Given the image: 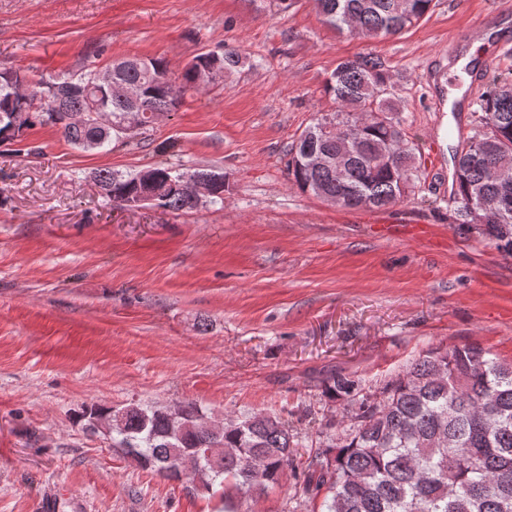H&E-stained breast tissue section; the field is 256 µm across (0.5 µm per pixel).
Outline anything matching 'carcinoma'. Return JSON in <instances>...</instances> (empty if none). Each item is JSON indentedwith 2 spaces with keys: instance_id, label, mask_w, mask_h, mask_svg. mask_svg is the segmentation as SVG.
I'll return each mask as SVG.
<instances>
[{
  "instance_id": "carcinoma-1",
  "label": "carcinoma",
  "mask_w": 512,
  "mask_h": 512,
  "mask_svg": "<svg viewBox=\"0 0 512 512\" xmlns=\"http://www.w3.org/2000/svg\"><path fill=\"white\" fill-rule=\"evenodd\" d=\"M328 26L360 38L397 35L429 12L432 0H314ZM235 49L198 54L178 74L157 59L123 61V83L141 92L135 105L95 84V71L29 85L18 72L0 73V143L18 146L25 131L51 124L64 140L91 152L112 138L142 129L150 115L175 109L179 93L224 81L242 64ZM395 81L373 54L340 60L324 83L336 112L311 123L290 150L288 175L303 193L334 199L345 209L385 210L414 182L413 143L397 118ZM88 122L68 115L89 112ZM479 130L453 154L454 195L460 216L483 205L492 220L480 232L512 255V186L503 190L495 171L512 161V72L491 76L480 101ZM397 139L390 162L375 151ZM347 156L346 164L314 167L307 157ZM213 179L211 203L224 202V174L194 173L166 164L133 174L99 169L105 196L123 205L147 192L158 206L194 209L182 178ZM324 396L342 403L343 432L310 449L294 464L299 440L281 415L260 410L241 419H216L194 402L176 407L92 405L82 412L85 429L109 436L139 466L166 479L184 476L217 494L224 512H238L235 496L259 497L293 471L303 493L320 499L317 512H512V363L476 344L427 351L379 391L365 390L340 373L324 381Z\"/></svg>"
}]
</instances>
